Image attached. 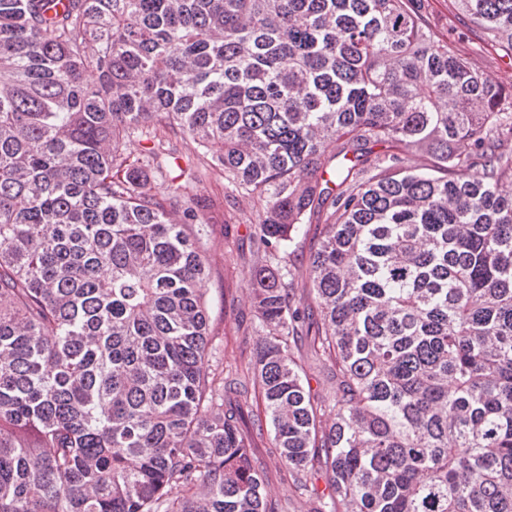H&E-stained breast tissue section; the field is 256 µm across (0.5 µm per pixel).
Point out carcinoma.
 <instances>
[{"label": "carcinoma", "instance_id": "1", "mask_svg": "<svg viewBox=\"0 0 512 512\" xmlns=\"http://www.w3.org/2000/svg\"><path fill=\"white\" fill-rule=\"evenodd\" d=\"M458 2L512 47V0ZM150 128L262 205L234 378L197 199L121 149ZM511 141L419 0H0V512H279L265 425L321 512H512ZM322 209L298 289L272 263ZM310 364H312L311 367ZM304 372V385L306 389L309 386L312 394H315L321 399L322 397L325 398L332 393L334 385H331L326 379L327 370H324L321 367L316 368V366L311 362H305Z\"/></svg>", "mask_w": 512, "mask_h": 512}]
</instances>
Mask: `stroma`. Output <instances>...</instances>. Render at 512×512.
I'll return each instance as SVG.
<instances>
[{"label": "stroma", "mask_w": 512, "mask_h": 512, "mask_svg": "<svg viewBox=\"0 0 512 512\" xmlns=\"http://www.w3.org/2000/svg\"><path fill=\"white\" fill-rule=\"evenodd\" d=\"M421 11L440 39H451L455 49L467 53L475 65L500 82L512 86V54L487 43L456 0H422ZM180 179L200 199L204 223L199 233L210 256L211 271L203 284L210 300L211 349L209 365L219 371L229 365L249 366L260 341L254 325V285L251 276V234L262 217L257 200L246 193H230L217 175L199 177L197 159L184 153Z\"/></svg>", "instance_id": "35a3bbf8"}]
</instances>
